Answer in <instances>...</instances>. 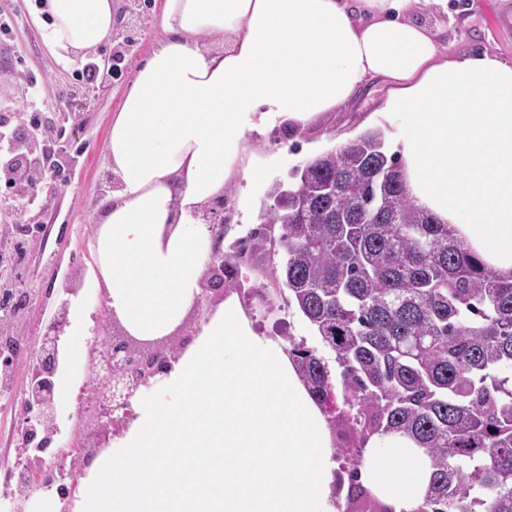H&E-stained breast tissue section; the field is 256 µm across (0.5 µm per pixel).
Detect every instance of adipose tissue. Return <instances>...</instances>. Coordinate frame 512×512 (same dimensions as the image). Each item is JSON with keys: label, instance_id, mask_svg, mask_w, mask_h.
<instances>
[{"label": "adipose tissue", "instance_id": "adipose-tissue-1", "mask_svg": "<svg viewBox=\"0 0 512 512\" xmlns=\"http://www.w3.org/2000/svg\"><path fill=\"white\" fill-rule=\"evenodd\" d=\"M410 2L162 0L164 36L106 145L119 186L94 218L96 268L129 335H170L195 306L210 251L198 217L229 184L263 178L254 140L305 128L378 85L400 121L394 149L413 203L512 276V64L449 57ZM49 11L46 39L64 55L112 37L114 0H49ZM213 37L222 50L207 47ZM157 386L137 399L101 472L111 495H88L83 512H339L347 486L335 480L326 419L237 295ZM172 416L182 431L167 428ZM431 471L425 448L391 431L367 441L359 481L413 512Z\"/></svg>", "mask_w": 512, "mask_h": 512}]
</instances>
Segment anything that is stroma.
<instances>
[{"mask_svg":"<svg viewBox=\"0 0 512 512\" xmlns=\"http://www.w3.org/2000/svg\"><path fill=\"white\" fill-rule=\"evenodd\" d=\"M162 0H139L138 19L127 34L113 35L102 53L114 48L123 51L122 75L105 89L79 83L84 60L63 61L46 42L49 22L36 0H0V14H13L19 20L10 40H0V113H19L33 108L48 116H69L67 137L63 140L66 183L55 194L51 207L37 218L38 232L21 235L27 262V275L13 278L11 303L19 310L14 345L21 353L13 357L9 374L14 392H21L31 371L30 351L60 300L66 285H85L92 268L94 243L93 217L106 201L98 197L99 177L108 168L106 145L112 119L131 86L138 65L162 37L157 17ZM450 23L440 40L453 56L489 54L512 63V0H448ZM385 88L379 87L349 103L340 111L319 116L296 138L270 132L254 146L264 179L257 184L240 181L224 196V217L231 229L225 245L246 236L267 223L275 201L271 188L275 181L287 180L291 171L310 158L347 144L360 131L384 129L378 116ZM268 251L248 254L237 265L241 300L252 311L257 332L278 339L293 338L315 345L316 339L303 317L285 308L266 310L259 295L270 283L259 276L267 266ZM64 386L72 395L57 404L58 428L53 434L38 433L25 441L18 432L23 427L18 410L0 406V457L15 460L16 450L27 447L30 459L41 460L43 469H56L59 449L71 441L82 442L85 452L80 471L84 480L96 479L103 457L96 444L94 430L77 427L75 415L84 413L93 401L67 377ZM20 503L23 512H80L81 492H72L69 502H62L56 485L42 484L29 498L18 499L14 484L0 468V512Z\"/></svg>","mask_w":512,"mask_h":512,"instance_id":"35a3bbf8","label":"stroma"}]
</instances>
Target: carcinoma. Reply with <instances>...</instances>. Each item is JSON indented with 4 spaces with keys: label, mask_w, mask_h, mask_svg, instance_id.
Instances as JSON below:
<instances>
[{
    "label": "carcinoma",
    "mask_w": 512,
    "mask_h": 512,
    "mask_svg": "<svg viewBox=\"0 0 512 512\" xmlns=\"http://www.w3.org/2000/svg\"><path fill=\"white\" fill-rule=\"evenodd\" d=\"M277 184L272 274L320 347L288 339L299 380L355 477L369 437L426 448L430 488L413 512H512V279L486 269L409 199L381 130L317 155ZM345 512H393L350 482Z\"/></svg>",
    "instance_id": "carcinoma-1"
}]
</instances>
